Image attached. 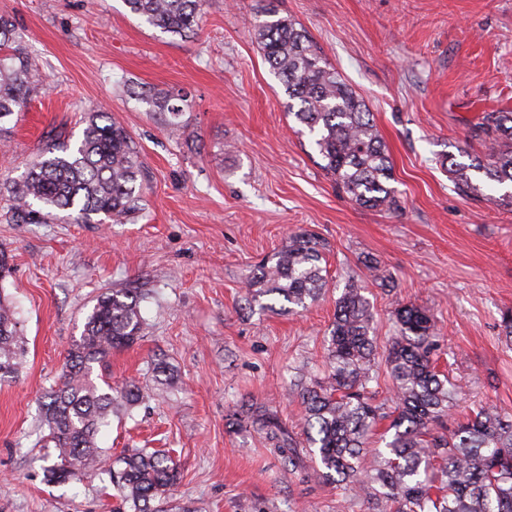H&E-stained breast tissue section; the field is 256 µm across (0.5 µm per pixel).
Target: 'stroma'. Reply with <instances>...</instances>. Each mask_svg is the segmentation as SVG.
Here are the masks:
<instances>
[{"label":"stroma","instance_id":"stroma-1","mask_svg":"<svg viewBox=\"0 0 512 512\" xmlns=\"http://www.w3.org/2000/svg\"><path fill=\"white\" fill-rule=\"evenodd\" d=\"M267 4L205 0L197 35L183 39L142 24L122 0H0L52 85L0 150V251L11 266L0 292L16 304L25 349L20 373L0 381V512H112L109 480L48 481L39 425L40 400L106 288L147 292L150 332L93 367L97 385L145 392L100 445L115 457L168 451L172 496L189 512H374L313 460L288 470L260 431L226 425L249 401L300 434L293 383L326 374L325 336L351 278L374 314L376 401L393 399L392 312L413 303L435 316L439 368L462 396L455 417L488 406L512 418V346L500 338L512 311V209L490 183L458 193L439 163L483 153L479 117L512 111V0H278L372 112L394 164L395 211L357 206L321 169L250 30ZM127 85L184 95L190 137L174 136ZM99 111L137 146L140 212L120 224L18 221L10 181L48 137L78 138ZM300 227L327 242L332 286L301 313L260 311L244 284Z\"/></svg>","mask_w":512,"mask_h":512}]
</instances>
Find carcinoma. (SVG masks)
<instances>
[{"mask_svg": "<svg viewBox=\"0 0 512 512\" xmlns=\"http://www.w3.org/2000/svg\"><path fill=\"white\" fill-rule=\"evenodd\" d=\"M129 12L166 33L186 37L201 18V0H123ZM264 60L288 98V111L313 137L321 168L361 207L396 210L390 186L393 163L362 98L325 59L321 48L288 16L267 8L251 20ZM47 88L46 76L28 55L24 33L0 16V138L15 113ZM153 112L169 116V127L183 128L182 95L131 91ZM489 142L487 153L468 163L443 157L458 192L481 191L477 176L497 185L512 184V112H486L476 128ZM139 152L126 128L106 112H94L82 138L70 145L45 144L19 179L12 182L15 209L35 220L40 209L65 213L74 224L94 217L119 221L135 212L142 178ZM326 243L302 230L288 244L255 266L247 284L256 301L275 296L285 302L260 307L274 312L304 311L328 287L322 267ZM144 297L130 288L101 292L87 314L83 333L67 351L61 384L46 395L40 411L47 430L43 447L54 449L46 476L56 482L87 475L107 476L120 501L118 512H169V488L177 479L172 459L145 449L112 458L98 435L120 409L129 413L143 398L129 382L119 390L99 388L93 364L145 336ZM398 327L386 362L393 383L394 410L375 401L373 312L363 287L346 282L336 300L327 339L328 376L301 385L305 442L293 439L276 413L256 407L236 425L262 431L273 452L294 469L306 455L318 460L326 480L394 505L392 512H512V419L480 408L441 432L456 407L448 376L437 369L438 339L433 313L414 304L393 312ZM18 321L12 304L0 297V381L23 363ZM391 418L378 465L366 470L362 459L380 421Z\"/></svg>", "mask_w": 512, "mask_h": 512, "instance_id": "obj_1", "label": "carcinoma"}]
</instances>
